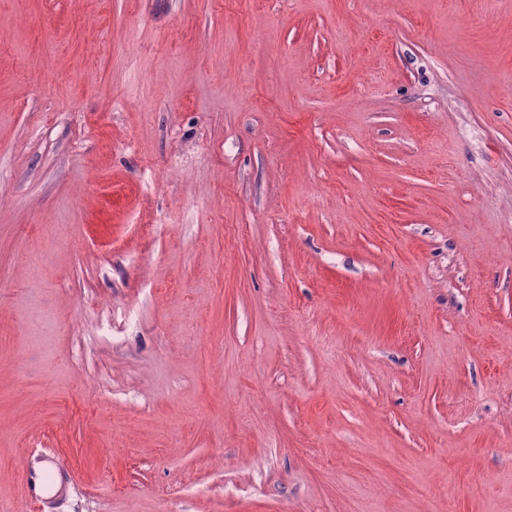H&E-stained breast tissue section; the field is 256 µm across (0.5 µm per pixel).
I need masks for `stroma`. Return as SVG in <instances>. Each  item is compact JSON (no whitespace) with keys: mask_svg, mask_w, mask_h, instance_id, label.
I'll return each instance as SVG.
<instances>
[{"mask_svg":"<svg viewBox=\"0 0 512 512\" xmlns=\"http://www.w3.org/2000/svg\"><path fill=\"white\" fill-rule=\"evenodd\" d=\"M512 0H0V512H512ZM25 470L28 495L40 505L42 512H56L57 505L75 487L70 467L57 458L38 455L26 462Z\"/></svg>","mask_w":512,"mask_h":512,"instance_id":"35a3bbf8","label":"stroma"}]
</instances>
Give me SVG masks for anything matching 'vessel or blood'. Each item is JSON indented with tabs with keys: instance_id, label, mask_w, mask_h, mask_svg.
Instances as JSON below:
<instances>
[{
	"instance_id": "obj_1",
	"label": "vessel or blood",
	"mask_w": 512,
	"mask_h": 512,
	"mask_svg": "<svg viewBox=\"0 0 512 512\" xmlns=\"http://www.w3.org/2000/svg\"><path fill=\"white\" fill-rule=\"evenodd\" d=\"M25 469L29 497L40 505L42 512H56L74 486L70 467L57 458L39 455L29 459Z\"/></svg>"
}]
</instances>
